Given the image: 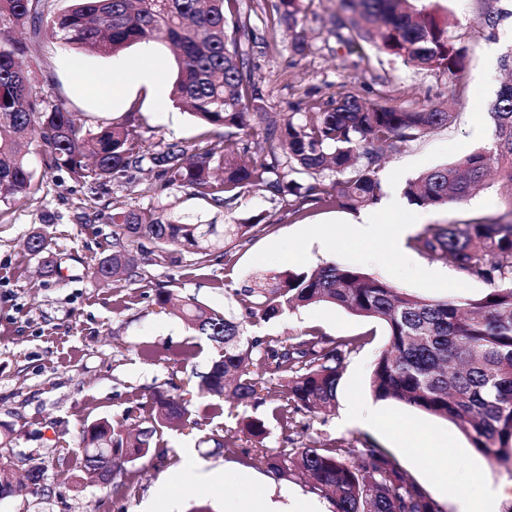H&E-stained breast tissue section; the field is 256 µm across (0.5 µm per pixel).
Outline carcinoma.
I'll return each instance as SVG.
<instances>
[{
  "label": "carcinoma",
  "mask_w": 512,
  "mask_h": 512,
  "mask_svg": "<svg viewBox=\"0 0 512 512\" xmlns=\"http://www.w3.org/2000/svg\"><path fill=\"white\" fill-rule=\"evenodd\" d=\"M301 0H276V22L293 30L290 49L305 54L308 42L297 29ZM336 36L360 39L378 51L427 70L456 75L461 55L448 41V26L416 10L411 0H340ZM30 25L64 47L112 56L131 46L160 39L177 49V76L170 100L186 106L209 127L224 128V141L193 145L171 143L146 153L129 129L96 130L77 124L63 105L33 92L21 59L29 46L14 32ZM348 31L349 37L343 36ZM266 45L240 0H71L57 10L55 0H0V212L12 209L36 191L35 173L21 151L25 140L42 143L51 166L77 179L117 181L149 164L163 186L184 187L224 205L247 189L273 196L293 195L291 209L304 205L356 209L377 202V172L384 152L417 141L448 125L437 107L401 110L352 93L323 101L311 97L306 113L269 120L263 112L266 88L254 78V49ZM488 112L494 125L490 147L454 164L430 169L407 183V200L417 206L444 207L467 201L494 170L507 188L509 220L431 225L413 247L454 267L467 279L491 285L479 298H425L358 269L330 263L308 273H290L272 284L236 293L245 316L221 314L194 301L183 318L199 334L222 346L207 370L196 373L205 401L204 414L221 409L231 396L240 403L270 405L284 429L296 427L301 411L331 408L347 355L365 345L361 336L338 341L318 330L290 342L244 335L246 322L271 319L285 311L328 303L381 322L386 344L375 360L369 389L375 398L396 400L456 424L471 446L488 460L512 464V80L501 84ZM257 122L260 139L250 140ZM337 179L325 182L328 174ZM306 175L303 185L292 175ZM112 252L92 272L107 281L131 276L137 268L131 247L149 241L165 247L170 263L189 253L196 264L272 224V214L244 224H198L153 208L112 212ZM32 253H50L41 232L28 238ZM258 359L279 382L249 369ZM153 419L171 429L189 421L180 395L153 393ZM255 442L252 460L281 479L301 472L311 490L328 497L334 512H441L423 487L400 469L383 448H353L336 440L326 447L311 441L272 454L264 448L265 421L250 419L242 429ZM75 464L117 491L115 476L124 471L122 425L98 419L82 431Z\"/></svg>",
  "instance_id": "carcinoma-1"
}]
</instances>
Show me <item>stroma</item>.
I'll return each mask as SVG.
<instances>
[{"instance_id":"1","label":"stroma","mask_w":512,"mask_h":512,"mask_svg":"<svg viewBox=\"0 0 512 512\" xmlns=\"http://www.w3.org/2000/svg\"><path fill=\"white\" fill-rule=\"evenodd\" d=\"M273 2L242 0L252 25L269 42L267 49L253 55L255 77L269 93L266 111L293 112L307 97L353 92L367 99L390 96L392 106L401 109L436 106L451 115L447 126L388 152L383 160L378 172L381 195L400 196L402 203L382 216L378 259L368 260L362 247L345 243L358 216L351 209L311 206L297 218L287 201L251 189L219 206L188 190L162 187L146 170L102 185L49 167L43 148L32 146L29 159L40 189L0 214V453L41 466L46 493L2 499L0 512H193L200 505L225 512L228 503L271 494L310 498L317 512H332L329 499L312 495L303 477L280 479L252 463L247 456L252 442L241 439L227 450L208 442L212 428L234 434L242 420L267 419L268 406L227 400L221 415L179 430L153 420L150 395L156 389L197 407L195 374L220 352L219 345L188 326L175 304L160 307L158 293L167 290L178 300L191 298L217 312L237 314L241 308L236 289L264 276L312 271L329 263L357 268L422 297H480L488 292L486 283L462 280L454 267L419 253L409 240L394 241L391 227L406 224L416 234L431 224L495 222L502 217L506 188L495 174L458 207H421L403 200L402 193L419 173L490 146L492 121L485 107L495 98L504 73L499 62L488 61L485 49L492 45L501 54L512 48V18L493 30L485 22L486 0H413L414 8L447 24L448 38L462 54V70L452 84L442 71L405 64L361 41H339L334 33L339 0H302L300 26L309 48L305 55L292 54L285 26L269 21ZM147 57L163 74L161 87L129 86L119 102L102 103L76 81L81 72L111 78L120 64L133 65ZM25 69L34 92L64 103L78 123L90 129L127 127L145 149L191 144L205 136L214 143L224 139L223 129L204 127L187 110L160 109L158 100L168 96L176 72L174 54L161 41L139 43L112 57L46 41L32 47ZM150 207L201 224H238L266 213L275 214L277 222L237 242L231 259L212 257L203 269L186 254L175 265L139 262L140 274L132 279H94L93 268L112 251L113 209ZM35 231L46 233L51 241L52 273H41V257L25 245ZM312 329L331 340L364 335L368 342L346 358L330 411L301 415L300 427L291 433L269 421L264 441L269 451L312 440L328 444L337 438L375 444L386 449L443 512H465L469 499L486 498L488 485L512 481V473L476 452L453 422L373 397L369 378L386 343L382 324L333 305L315 304L254 320L247 333L284 340ZM358 401L374 411V418L341 425L343 412ZM103 417L131 433L151 430L150 445L157 450L156 455L128 463L125 487L118 494L81 477L70 462L83 428ZM415 431L443 442L455 483L444 486L436 481L431 456L416 458L403 450V436ZM189 458L203 470L225 474L218 491L204 494L169 484V476Z\"/></svg>"}]
</instances>
